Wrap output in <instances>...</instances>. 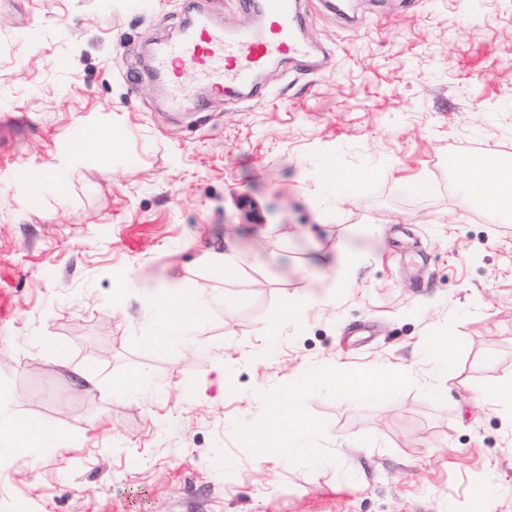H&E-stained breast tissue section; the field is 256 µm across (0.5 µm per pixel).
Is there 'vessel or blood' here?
Returning <instances> with one entry per match:
<instances>
[{"instance_id":"obj_1","label":"vessel or blood","mask_w":512,"mask_h":512,"mask_svg":"<svg viewBox=\"0 0 512 512\" xmlns=\"http://www.w3.org/2000/svg\"><path fill=\"white\" fill-rule=\"evenodd\" d=\"M259 18L257 27L233 33L207 19L199 20L182 38L163 42L152 63L166 78L173 103L193 99L199 89L224 96L252 87L256 74L274 60L306 59L313 46L301 35L298 0H239Z\"/></svg>"}]
</instances>
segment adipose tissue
I'll list each match as a JSON object with an SVG mask.
<instances>
[{
	"instance_id": "obj_1",
	"label": "adipose tissue",
	"mask_w": 512,
	"mask_h": 512,
	"mask_svg": "<svg viewBox=\"0 0 512 512\" xmlns=\"http://www.w3.org/2000/svg\"><path fill=\"white\" fill-rule=\"evenodd\" d=\"M457 168L463 176L469 202L481 205L491 223L512 222L511 162L489 153L478 159L459 161ZM168 299V305L159 311L157 331L143 338L148 347L155 348L169 337L184 335L204 294L199 291L188 297L175 288L170 290ZM400 383L399 371L383 364L363 373H350L338 365L297 371L288 379L287 400L270 403L265 427L243 426L240 437L244 443L260 445L265 455L292 453L312 427L299 403L300 393L307 386L321 385L339 397L351 391L384 397L396 391Z\"/></svg>"
}]
</instances>
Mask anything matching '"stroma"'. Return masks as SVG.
Returning <instances> with one entry per match:
<instances>
[{"label": "stroma", "instance_id": "35a3bbf8", "mask_svg": "<svg viewBox=\"0 0 512 512\" xmlns=\"http://www.w3.org/2000/svg\"><path fill=\"white\" fill-rule=\"evenodd\" d=\"M301 3L322 70L280 63L255 99L176 110L150 49L198 12L253 26L237 0H0V114L26 119L0 136V422L50 434L0 446V512H512V415L474 401L512 371V223L455 169L512 161V0ZM114 128L105 168L87 133ZM229 250L233 280L207 262ZM345 254L356 274L314 276ZM171 280L206 299L146 347L143 291ZM330 361L397 364L401 386L305 388L304 448L256 463L241 424ZM437 353V371L444 381L453 378V347L447 338L435 344Z\"/></svg>", "mask_w": 512, "mask_h": 512}]
</instances>
